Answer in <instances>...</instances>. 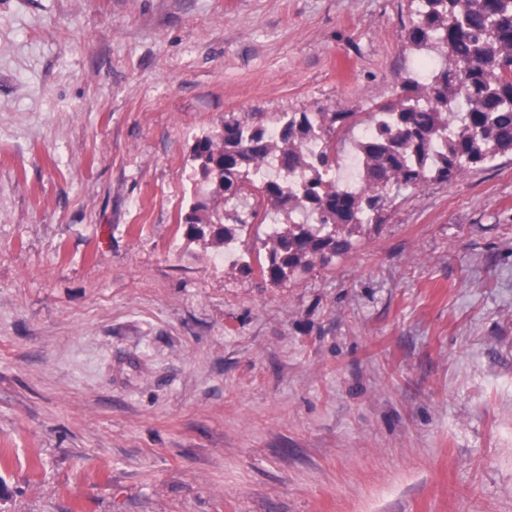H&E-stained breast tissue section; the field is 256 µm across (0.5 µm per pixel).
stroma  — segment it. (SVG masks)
Masks as SVG:
<instances>
[{
  "label": "stroma",
  "instance_id": "1",
  "mask_svg": "<svg viewBox=\"0 0 512 512\" xmlns=\"http://www.w3.org/2000/svg\"><path fill=\"white\" fill-rule=\"evenodd\" d=\"M411 0H0V512H512V155L274 285L197 137L395 101Z\"/></svg>",
  "mask_w": 512,
  "mask_h": 512
}]
</instances>
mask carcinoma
<instances>
[{"instance_id": "1", "label": "carcinoma", "mask_w": 512, "mask_h": 512, "mask_svg": "<svg viewBox=\"0 0 512 512\" xmlns=\"http://www.w3.org/2000/svg\"><path fill=\"white\" fill-rule=\"evenodd\" d=\"M407 40L417 52L434 54L438 64L427 80L409 76L408 93L397 103L377 105L358 119L354 112L317 109L266 116L251 112L224 123L223 132L196 140L192 160L209 197L190 205L184 217L188 234L214 245L243 234L254 221L277 225L276 236L262 239L265 256H242V267L273 284L325 263L353 247L352 233L365 224H384L401 190L428 181L449 182L469 167H480L512 153V0H418ZM387 127L363 142L365 193L352 196L326 178L335 168L348 131L376 118ZM462 114V125L453 113ZM279 127L270 143L265 129ZM322 143L310 162L303 150L308 136ZM281 168H309L297 195L280 179H258L270 151Z\"/></svg>"}]
</instances>
